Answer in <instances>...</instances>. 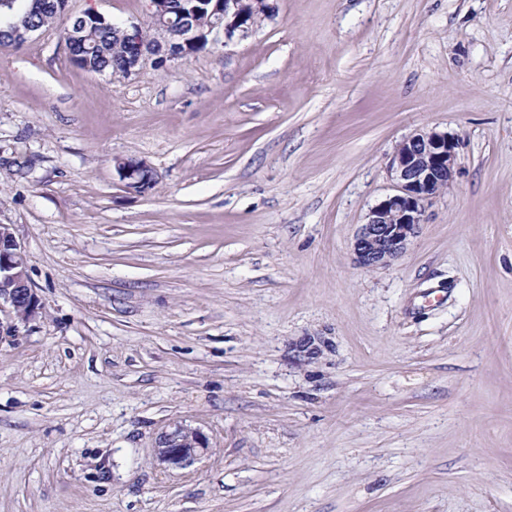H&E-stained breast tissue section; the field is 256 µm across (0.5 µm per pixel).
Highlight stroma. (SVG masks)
Returning a JSON list of instances; mask_svg holds the SVG:
<instances>
[{
    "mask_svg": "<svg viewBox=\"0 0 512 512\" xmlns=\"http://www.w3.org/2000/svg\"><path fill=\"white\" fill-rule=\"evenodd\" d=\"M273 4L129 77L64 29L150 30L147 0L0 47V224L43 305L0 344V512H512V0ZM431 128L453 181L362 268ZM175 423L208 440L182 469L154 456ZM458 140L435 129L404 139L388 161L394 193L372 207L353 243L357 262L382 267L418 233L426 206L452 181ZM115 169L124 188L129 192L145 193L156 182L154 170L144 161L117 159Z\"/></svg>",
    "mask_w": 512,
    "mask_h": 512,
    "instance_id": "obj_1",
    "label": "stroma"
}]
</instances>
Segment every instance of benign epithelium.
Listing matches in <instances>:
<instances>
[{
    "instance_id": "1",
    "label": "benign epithelium",
    "mask_w": 512,
    "mask_h": 512,
    "mask_svg": "<svg viewBox=\"0 0 512 512\" xmlns=\"http://www.w3.org/2000/svg\"><path fill=\"white\" fill-rule=\"evenodd\" d=\"M151 27L156 47L146 50L140 27L133 24L126 33L124 75L142 69L149 59L160 65L185 57L191 46L210 43V36L223 34L224 41L248 37L250 31L238 27L244 0H184L181 21L169 17L168 0H149ZM211 7L213 20L200 27L195 16ZM458 140L435 129L419 131L404 139L388 161L394 193L372 207L366 223L358 229L353 243L357 262L364 267H382L399 257L418 233L426 206L452 181ZM115 169L124 188L144 193L156 182L154 170L144 161L118 159ZM40 299L32 287L24 246L13 225L0 224V343L11 341L41 314ZM208 449L207 439L197 429L181 425L161 435L155 457L163 465L183 468Z\"/></svg>"
}]
</instances>
